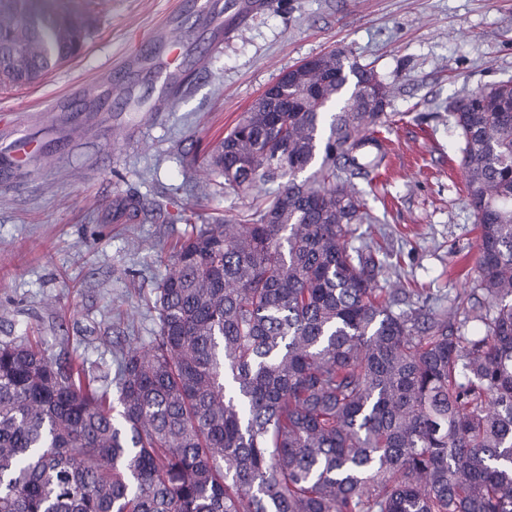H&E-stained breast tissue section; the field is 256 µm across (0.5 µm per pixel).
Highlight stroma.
Masks as SVG:
<instances>
[{
	"mask_svg": "<svg viewBox=\"0 0 512 512\" xmlns=\"http://www.w3.org/2000/svg\"><path fill=\"white\" fill-rule=\"evenodd\" d=\"M237 0H101L82 54L39 83L0 90V341L37 338L83 360L99 392L121 348L158 331L147 301L165 257L200 223L246 212L273 184L202 197L193 162L286 70L336 48L394 90L388 166L358 180L383 288L450 307L472 292L477 230L450 102L512 78V0H267L211 53ZM174 35L180 89L159 103L167 55L130 63ZM17 140L36 153L4 165Z\"/></svg>",
	"mask_w": 512,
	"mask_h": 512,
	"instance_id": "1",
	"label": "stroma"
}]
</instances>
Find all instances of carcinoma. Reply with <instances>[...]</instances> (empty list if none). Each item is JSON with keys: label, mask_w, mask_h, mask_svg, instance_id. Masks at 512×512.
I'll return each instance as SVG.
<instances>
[{"label": "carcinoma", "mask_w": 512, "mask_h": 512, "mask_svg": "<svg viewBox=\"0 0 512 512\" xmlns=\"http://www.w3.org/2000/svg\"><path fill=\"white\" fill-rule=\"evenodd\" d=\"M82 2L0 0L1 88L81 53ZM368 73L316 61L307 111L252 106L207 156L228 189L278 190L176 248L115 404L82 364L0 341V512H512V81L448 105L490 305L401 308L352 244L393 124Z\"/></svg>", "instance_id": "1"}]
</instances>
